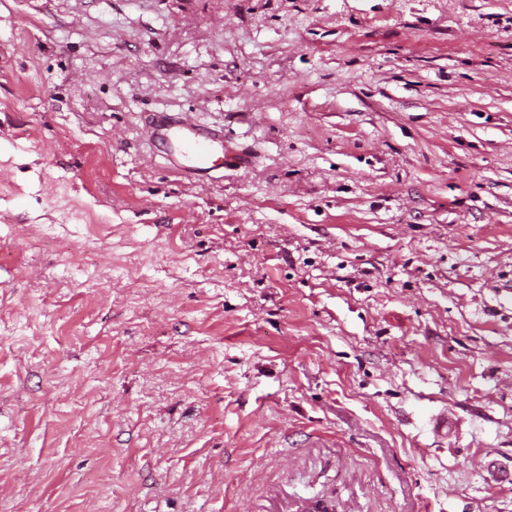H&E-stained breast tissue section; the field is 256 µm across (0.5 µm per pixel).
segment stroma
<instances>
[{
    "label": "stroma",
    "instance_id": "obj_1",
    "mask_svg": "<svg viewBox=\"0 0 512 512\" xmlns=\"http://www.w3.org/2000/svg\"><path fill=\"white\" fill-rule=\"evenodd\" d=\"M492 460L512 0H0V512H512ZM151 136L168 142L172 157L184 170L207 177L218 170L215 157L223 144L213 130L205 127H184L167 120L159 121Z\"/></svg>",
    "mask_w": 512,
    "mask_h": 512
}]
</instances>
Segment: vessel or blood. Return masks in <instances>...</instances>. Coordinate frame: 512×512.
I'll use <instances>...</instances> for the list:
<instances>
[{
    "label": "vessel or blood",
    "instance_id": "b4317fda",
    "mask_svg": "<svg viewBox=\"0 0 512 512\" xmlns=\"http://www.w3.org/2000/svg\"><path fill=\"white\" fill-rule=\"evenodd\" d=\"M152 134L170 144L173 158L184 170L202 176L218 170L216 157L222 142L213 130L162 120L155 125Z\"/></svg>",
    "mask_w": 512,
    "mask_h": 512
}]
</instances>
